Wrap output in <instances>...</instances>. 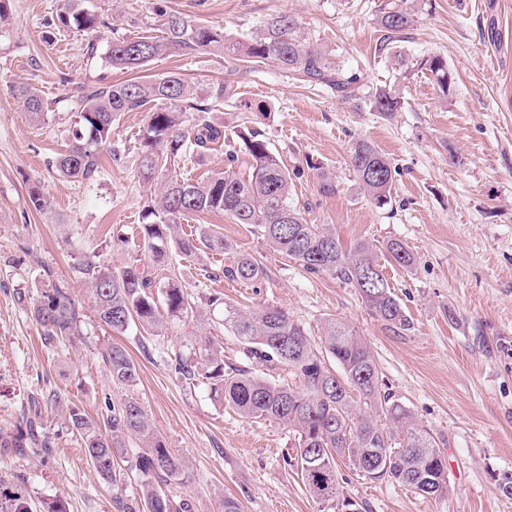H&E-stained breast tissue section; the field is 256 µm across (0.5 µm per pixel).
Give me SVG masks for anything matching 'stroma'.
Here are the masks:
<instances>
[{
	"instance_id": "stroma-1",
	"label": "stroma",
	"mask_w": 512,
	"mask_h": 512,
	"mask_svg": "<svg viewBox=\"0 0 512 512\" xmlns=\"http://www.w3.org/2000/svg\"><path fill=\"white\" fill-rule=\"evenodd\" d=\"M92 2L110 27L45 40L44 23L64 0H10L0 23V434L16 433L36 414L51 440L37 455L0 452V479L24 483L28 500L43 510L57 503L64 512H116L111 485L50 406L47 396L55 391L93 417L108 399L140 403L191 475L176 490L190 512H224L228 497L240 512H320L293 464L295 433L224 408L207 384L174 370L176 354L193 353L209 338L223 346L225 363L267 373L266 363L246 357L224 330L221 312L205 311L193 336L179 325L165 336L134 328L119 336L97 320L88 284L72 275L81 258L116 267L133 258L150 262L141 226L151 189L135 160L145 113L127 112L115 123L112 144L121 157L103 154L93 185L64 179L52 164L79 122L65 100L68 80H125L101 62L113 31L135 37L158 28L151 0ZM381 2L169 0L188 20L233 35L250 33L272 15H292L304 37L362 83L400 84L405 104L386 119L367 101L339 100L272 67L244 74L238 90L250 110L225 103L214 114L225 141L202 165L178 158L168 173L196 179L224 168L234 152V172L248 175L251 159L237 133L260 131L298 171L293 199L309 223L332 225L346 245L398 240L415 254L413 270L383 268L410 330H388L350 285L306 272L250 226L222 215L189 216L182 229L207 225L220 232L264 267L263 279L212 277L223 257L208 250L187 256L174 249L170 262L195 298L218 295L246 310L280 307L316 338L326 320L340 318L368 339L386 392L436 437L451 486L446 497H425L339 465L340 484L368 512H512V497L494 478L512 470V0H424L401 47L412 63L434 54L447 60L454 82L445 97L426 72L399 80L389 54L378 50ZM170 72L205 84L228 78L229 66L220 57L173 53L144 74ZM21 82L41 90L49 104L44 121L32 120L16 98L13 87ZM358 138L372 141L397 168L389 205L372 203L349 165ZM324 173L336 181L335 194L320 192ZM34 188L49 199L50 213L29 208ZM55 281L67 283L86 317L81 336L48 346L31 309ZM116 342L138 366L135 385L113 381L103 364V347Z\"/></svg>"
}]
</instances>
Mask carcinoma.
<instances>
[{"label": "carcinoma", "instance_id": "obj_1", "mask_svg": "<svg viewBox=\"0 0 512 512\" xmlns=\"http://www.w3.org/2000/svg\"><path fill=\"white\" fill-rule=\"evenodd\" d=\"M418 5L419 0H389L377 15L383 32L380 50L390 51L405 74L411 68L397 50V42L414 26ZM153 11L160 21V34L112 38L104 57L107 68L134 73L173 52L213 55L249 71L274 67L344 100L360 95L359 75L336 65L326 50L300 35L290 15L268 18L258 30L236 37L193 23L170 10L167 0H154ZM104 26L110 28L112 23L95 10L91 0H65L47 21L53 30L72 32ZM416 67L429 72L439 91L448 95L453 76L442 56H426ZM15 95L33 120H45L48 104L40 90L22 84L15 87ZM238 95L233 81L202 86L178 73L123 81L104 75L93 83H72L66 100L79 112V127L73 131L69 150L52 161L58 173L80 184L96 182L102 169L101 152L112 150L115 122L125 112H145L147 122L137 147L138 174L143 182L158 187L155 204L144 215L148 222L142 225L153 269L138 259L121 268L90 259L73 266L74 276L91 286L97 319L117 335L135 325L151 336H164L173 324L198 317L197 302L169 266L173 246L187 256L202 248L215 251L224 255L219 272L225 278L246 284L260 281L263 268L220 233L205 225L193 235L180 233L181 220L189 215L220 214L235 224L252 226L269 248L309 273L327 274L356 288L369 313L387 328L409 329L408 316L379 262L380 248L360 241L347 250L330 225L308 223L291 201L293 178L287 165L258 131L238 133L252 158L246 178L223 169L200 180L167 174L172 159L202 161L213 145L224 140V126L215 123L212 113ZM370 105L372 111L390 117L403 108L404 97L396 86H379L370 94ZM349 163L376 205L391 201L396 168L373 142H353ZM383 251L390 264L414 269L415 255L403 243L390 241ZM206 303L214 309L223 307L224 329L237 337L247 355L279 370L278 376L268 378L224 365L222 346L210 339L192 356L176 354L175 370L189 381L205 379L213 397L234 412L295 432L299 450L294 465L306 491L325 512H336L348 498L338 481L340 461L371 481L395 482L424 496L449 493L445 458L433 433L417 423L405 405L382 391L383 380L370 345L346 322L328 319L317 345L305 327L281 308L246 311L215 295ZM31 315L48 344L81 335L82 305L61 283L45 289ZM102 358L112 380L136 384L138 369L124 346H107ZM50 401L67 407L68 427L82 438L86 456L100 477L117 491L114 502L119 512H188V503L177 501L171 490L186 483L188 473L139 403L115 404L107 397L105 414L95 419L56 392ZM127 438L142 448L131 464L140 478L137 502L121 494L123 479L113 466L115 452ZM49 444V437L32 424L15 435L0 436L1 450L22 454L36 453ZM1 485L0 479V512H33L23 487L16 484L5 491Z\"/></svg>", "mask_w": 512, "mask_h": 512}]
</instances>
